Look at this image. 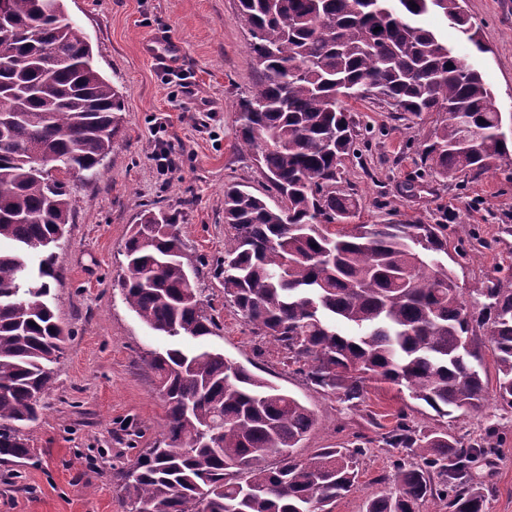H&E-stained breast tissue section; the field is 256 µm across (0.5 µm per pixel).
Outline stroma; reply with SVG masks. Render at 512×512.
<instances>
[{
	"label": "stroma",
	"instance_id": "stroma-1",
	"mask_svg": "<svg viewBox=\"0 0 512 512\" xmlns=\"http://www.w3.org/2000/svg\"><path fill=\"white\" fill-rule=\"evenodd\" d=\"M63 3L87 34L98 70L117 88L123 122L98 174L75 173L66 183L70 219L56 251L49 300L69 338L54 366V386L42 399L43 414L25 429L29 456L0 462V512H127L120 474L154 445L166 421L146 361L151 352L176 345L224 353L307 405L317 424L296 449L298 458L346 445L357 434L369 437L356 489L332 507L363 512L368 495L390 491L396 461H416L408 450L382 441L397 414L406 413L417 428L436 426L437 416L390 384L370 387L362 405L347 408L288 368L281 349L255 335L224 297L214 269L230 234L225 185L240 183L268 203L277 201L253 156L238 145L236 102L255 77V62L237 0ZM465 9L483 51L462 43L436 15L427 22L480 68L494 107L510 114L512 0H465ZM157 32L180 43L177 68L142 54V43ZM349 108L356 123L371 131L340 165L355 223L447 225L448 265L467 299L498 270L512 267V233L503 231L512 226V165L478 178L444 176L422 162L436 113L415 116L369 99ZM162 145L175 158L168 172L158 171L153 160ZM151 207L175 217L197 258L196 283L215 320L212 335H156L122 300L124 244L132 224ZM491 428L495 452L476 460L469 478L487 489V512H512V411L491 402L482 413L448 422L449 435L463 445Z\"/></svg>",
	"mask_w": 512,
	"mask_h": 512
}]
</instances>
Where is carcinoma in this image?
Here are the masks:
<instances>
[{
	"instance_id": "cac0c4a2",
	"label": "carcinoma",
	"mask_w": 512,
	"mask_h": 512,
	"mask_svg": "<svg viewBox=\"0 0 512 512\" xmlns=\"http://www.w3.org/2000/svg\"><path fill=\"white\" fill-rule=\"evenodd\" d=\"M257 62L239 98V146L254 154L280 204L241 184L224 188L233 230L216 264L224 295L311 385L350 409L366 384L404 386L440 417L482 409L487 390L467 344L485 330L498 367L495 402L512 409V272L462 298L446 224L340 225L352 217L337 187L343 156L359 132L346 101L378 96L412 114L445 112L423 155L439 173L478 177L512 161L505 117L481 71L456 55L425 16L438 12L472 43L478 30L460 0H238ZM7 0L0 27L26 28L0 55V459L30 448L22 427L36 421L54 384L65 336L47 301L55 252L69 222L65 184L39 174L32 157L96 173L121 128L120 95L98 71L83 29L43 9ZM416 7H411V4ZM65 58L49 66L42 52ZM124 302L161 336L213 333L194 281L197 259L174 217L147 211L124 245ZM166 408L163 436L121 472L129 512H327L357 483V460L372 440L304 460L293 449L317 419L293 396L207 349L172 348L147 363ZM216 428L212 440L205 431ZM383 440L420 464H396L392 491L366 498L364 512H420L429 497L448 512H486V490L466 479L492 453L467 447L405 415ZM277 458L271 466L263 461ZM437 472L440 483L432 481Z\"/></svg>"
}]
</instances>
